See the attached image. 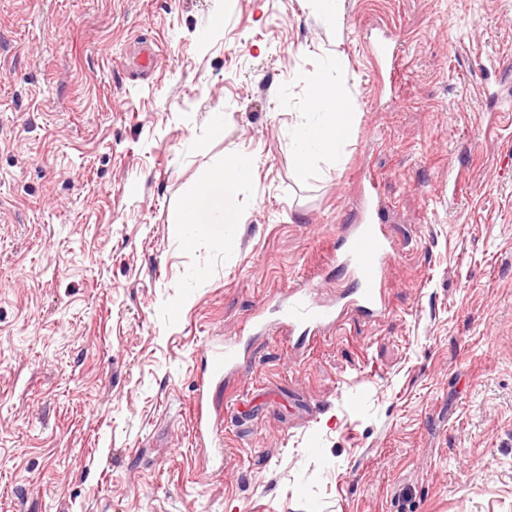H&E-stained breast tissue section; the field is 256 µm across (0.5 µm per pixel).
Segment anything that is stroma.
Returning <instances> with one entry per match:
<instances>
[{"instance_id": "1", "label": "stroma", "mask_w": 512, "mask_h": 512, "mask_svg": "<svg viewBox=\"0 0 512 512\" xmlns=\"http://www.w3.org/2000/svg\"><path fill=\"white\" fill-rule=\"evenodd\" d=\"M344 19L0 0V512H512V0H344ZM137 42L161 53L146 78ZM335 48L357 136L299 182L286 133ZM238 151L259 162L234 242L186 239L169 212ZM363 172L399 248L390 316L305 354L252 338L211 390L223 445L199 446L209 349L305 264L323 297L346 286Z\"/></svg>"}]
</instances>
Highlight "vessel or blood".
Returning a JSON list of instances; mask_svg holds the SVG:
<instances>
[{
	"label": "vessel or blood",
	"instance_id": "vessel-or-blood-1",
	"mask_svg": "<svg viewBox=\"0 0 512 512\" xmlns=\"http://www.w3.org/2000/svg\"><path fill=\"white\" fill-rule=\"evenodd\" d=\"M334 260L349 274L350 283L337 289L332 303L319 300L312 282L304 281L281 289L274 305L258 310L250 328L258 335L270 336L281 328L295 333L302 347L317 344L322 333L340 326L347 317L358 315L382 320L391 313L384 284L397 259L396 247L380 222V210L372 195H365L358 223L347 225L338 239ZM245 361L240 339L226 340L221 351L211 355L210 376L225 379L240 369ZM194 430L211 440H219L218 429L208 404L205 386H197Z\"/></svg>",
	"mask_w": 512,
	"mask_h": 512
}]
</instances>
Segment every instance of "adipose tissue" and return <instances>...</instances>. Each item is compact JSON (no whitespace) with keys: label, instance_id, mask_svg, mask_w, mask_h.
Here are the masks:
<instances>
[{"label":"adipose tissue","instance_id":"obj_1","mask_svg":"<svg viewBox=\"0 0 512 512\" xmlns=\"http://www.w3.org/2000/svg\"><path fill=\"white\" fill-rule=\"evenodd\" d=\"M346 67L343 54L328 55L322 75L307 87L308 110L287 133L288 162L296 180H305L320 161L339 159L342 148L354 138L358 106L341 82ZM256 171V157L245 151L236 153L231 163L216 165L171 211L170 223L192 233L206 220L210 236L230 242L239 224V194Z\"/></svg>","mask_w":512,"mask_h":512}]
</instances>
